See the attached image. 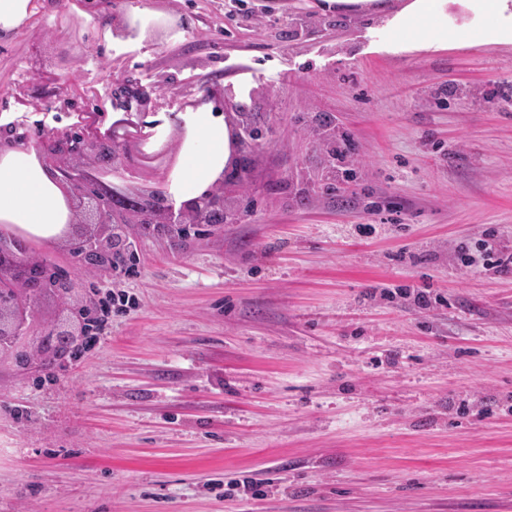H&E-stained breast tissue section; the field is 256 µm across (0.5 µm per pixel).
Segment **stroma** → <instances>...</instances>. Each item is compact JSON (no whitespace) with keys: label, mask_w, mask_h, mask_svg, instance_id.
<instances>
[{"label":"stroma","mask_w":512,"mask_h":512,"mask_svg":"<svg viewBox=\"0 0 512 512\" xmlns=\"http://www.w3.org/2000/svg\"><path fill=\"white\" fill-rule=\"evenodd\" d=\"M69 2L0 44L1 129L119 142L94 174L140 194L196 104L262 137L223 223L125 225L134 274L30 245L131 302L67 367L0 361V512H512V268L461 263L512 252V43L401 50L407 0H77L179 34L107 48ZM174 20L171 16L158 10L143 8L135 10L130 16V23L127 28L128 40L132 42V34H137L138 38L144 37L145 33L152 28H167Z\"/></svg>","instance_id":"1"}]
</instances>
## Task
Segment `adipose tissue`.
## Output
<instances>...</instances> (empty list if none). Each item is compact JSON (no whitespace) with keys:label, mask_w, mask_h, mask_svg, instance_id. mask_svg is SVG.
I'll use <instances>...</instances> for the list:
<instances>
[{"label":"adipose tissue","mask_w":512,"mask_h":512,"mask_svg":"<svg viewBox=\"0 0 512 512\" xmlns=\"http://www.w3.org/2000/svg\"><path fill=\"white\" fill-rule=\"evenodd\" d=\"M483 19L480 40L512 43V0H408L390 19L405 33L408 50H428L461 44L460 29L448 26L454 5ZM44 0H0V42L30 30ZM236 139L230 119L199 106L185 118L178 158L166 176L174 200L188 203L220 183L235 162ZM74 210L71 192L33 142L0 136V228L39 244L64 239L71 231Z\"/></svg>","instance_id":"ef3b65f1"}]
</instances>
